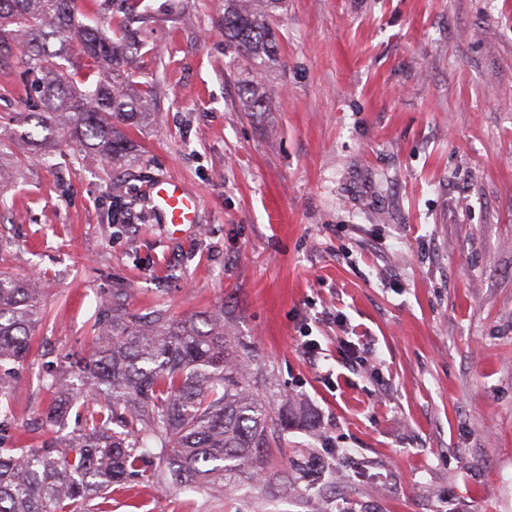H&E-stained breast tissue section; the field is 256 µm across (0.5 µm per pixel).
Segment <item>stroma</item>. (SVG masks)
I'll use <instances>...</instances> for the list:
<instances>
[{"instance_id":"1","label":"stroma","mask_w":512,"mask_h":512,"mask_svg":"<svg viewBox=\"0 0 512 512\" xmlns=\"http://www.w3.org/2000/svg\"><path fill=\"white\" fill-rule=\"evenodd\" d=\"M145 2L128 74L158 100L125 161L15 145L0 271L38 281L46 319L0 436L50 435L43 367L90 354L120 288L140 314L223 310L258 392L314 419L268 481L135 482L111 512H512V0H285L258 66L224 0ZM20 57L0 49L1 116L38 103ZM168 177L196 223L152 214Z\"/></svg>"}]
</instances>
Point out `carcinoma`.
Returning <instances> with one entry per match:
<instances>
[{
    "mask_svg": "<svg viewBox=\"0 0 512 512\" xmlns=\"http://www.w3.org/2000/svg\"><path fill=\"white\" fill-rule=\"evenodd\" d=\"M125 18L110 19L103 35L97 15L70 25L79 0H0V45L22 38V66L38 74L41 108L14 113L18 139L50 162L58 130L68 129L79 151L110 162L127 151L122 125L146 123L157 85L134 86L125 65L143 43L128 28L139 0H124ZM283 0H224V37L233 52L251 60L270 57V20ZM97 79L87 85L79 69ZM250 109L268 99L264 84L245 89ZM11 141L0 137V204L4 173L18 169ZM43 317L38 281L0 274V416L15 368L25 364ZM198 326L195 315L176 318L160 306L142 317L122 294L99 304L97 333L88 357L45 376L57 393L46 416L51 426L78 408V427L31 446L5 448L0 441V512H104L112 487L141 476L167 490L224 483L251 466L263 477L261 458L278 432L308 414L289 401L274 407L250 384V358L237 354L224 333V313Z\"/></svg>",
    "mask_w": 512,
    "mask_h": 512,
    "instance_id": "obj_1",
    "label": "carcinoma"
}]
</instances>
